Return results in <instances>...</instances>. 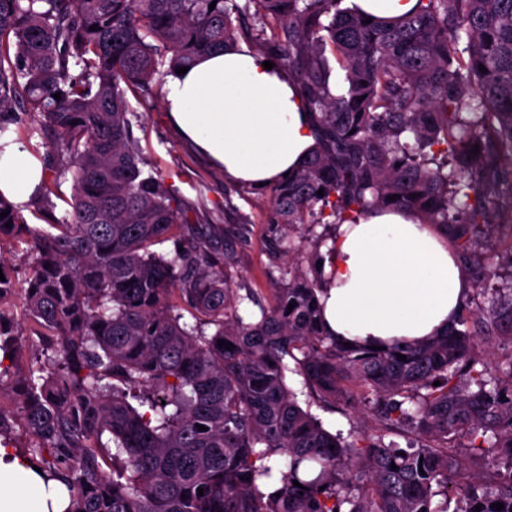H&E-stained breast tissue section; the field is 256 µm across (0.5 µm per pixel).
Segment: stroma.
Returning a JSON list of instances; mask_svg holds the SVG:
<instances>
[{"label":"stroma","instance_id":"stroma-1","mask_svg":"<svg viewBox=\"0 0 512 512\" xmlns=\"http://www.w3.org/2000/svg\"><path fill=\"white\" fill-rule=\"evenodd\" d=\"M163 91L153 97L131 98L134 132L148 144L146 168L160 178L171 193L188 204L190 219L196 224H241L246 228V241L238 249V261L232 271L233 286L238 291L251 290L264 303H272L271 283L287 268V260L273 259L264 247L267 222L271 215V200L263 191L236 194L233 184L227 182L223 171L213 167L187 142L181 140L172 128L163 107ZM232 201V211H225V201ZM0 258L15 267L17 287L8 309L14 330L22 344L20 352L10 364L11 376L26 372L32 354L40 352L44 341L37 336V326L28 314L20 292L25 282L27 266L12 239L0 242ZM287 385L294 392L299 405L309 410L329 432L345 442L362 444L372 434L377 422L364 405L340 402L333 406L320 404L302 377L288 373Z\"/></svg>","mask_w":512,"mask_h":512}]
</instances>
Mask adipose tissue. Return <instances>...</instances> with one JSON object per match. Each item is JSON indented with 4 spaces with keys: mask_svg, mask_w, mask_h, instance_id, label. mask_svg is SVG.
<instances>
[{
    "mask_svg": "<svg viewBox=\"0 0 512 512\" xmlns=\"http://www.w3.org/2000/svg\"><path fill=\"white\" fill-rule=\"evenodd\" d=\"M246 44L212 53L166 84L164 109L185 142L237 185H271L292 173L315 140L306 104L282 65L264 69ZM44 176L24 143L0 150V194L28 205ZM320 296L327 331L367 347L411 345L450 327L473 284L434 225L378 209L340 224ZM32 463L0 444V512H63Z\"/></svg>",
    "mask_w": 512,
    "mask_h": 512,
    "instance_id": "ef3b65f1",
    "label": "adipose tissue"
}]
</instances>
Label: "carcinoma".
<instances>
[{"instance_id":"1","label":"carcinoma","mask_w":512,"mask_h":512,"mask_svg":"<svg viewBox=\"0 0 512 512\" xmlns=\"http://www.w3.org/2000/svg\"><path fill=\"white\" fill-rule=\"evenodd\" d=\"M341 2L0 0V135L29 116L27 136L57 149L33 201L50 230L0 194V237L26 245L24 300L47 337L10 389L28 458L64 484L65 512H448L450 494L454 512H512V351L493 368L475 341L512 345V284L476 289L457 326L425 344L346 347L319 325L323 257L288 266L268 307L240 295L245 227L189 223L144 169L128 93L150 97L203 55L255 40L297 83L315 138L269 187L272 256L297 251L304 227L393 208L443 230L478 284L512 267V233L498 231L512 187V0H418L371 21ZM63 168L73 186L58 214ZM169 239L173 256L150 250ZM0 272L1 393L17 338L14 279ZM291 361L318 401L372 404L366 445L296 403ZM400 427L416 443L384 442ZM462 447L502 468L460 477Z\"/></svg>"}]
</instances>
